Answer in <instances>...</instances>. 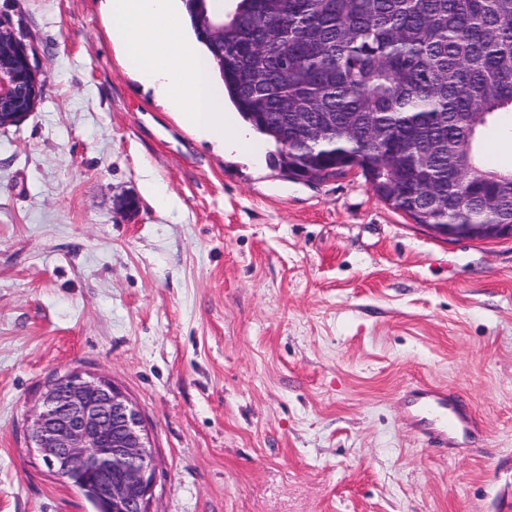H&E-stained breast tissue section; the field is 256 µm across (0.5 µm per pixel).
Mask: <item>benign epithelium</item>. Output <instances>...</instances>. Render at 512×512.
<instances>
[{"instance_id":"obj_1","label":"benign epithelium","mask_w":512,"mask_h":512,"mask_svg":"<svg viewBox=\"0 0 512 512\" xmlns=\"http://www.w3.org/2000/svg\"><path fill=\"white\" fill-rule=\"evenodd\" d=\"M41 83L25 44L0 23V115L15 126ZM446 238H512V224H427ZM28 437L50 474L93 477L91 497L110 512H154L155 451L137 404L110 378L67 371L48 383Z\"/></svg>"}]
</instances>
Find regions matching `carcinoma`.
<instances>
[{
    "instance_id": "obj_1",
    "label": "carcinoma",
    "mask_w": 512,
    "mask_h": 512,
    "mask_svg": "<svg viewBox=\"0 0 512 512\" xmlns=\"http://www.w3.org/2000/svg\"><path fill=\"white\" fill-rule=\"evenodd\" d=\"M208 2L186 0L189 25L243 121L277 146L280 170L328 176L357 162L416 224L444 199L439 224L512 223V165L486 153L488 134L512 133V0H236L222 43L205 20L224 10ZM323 114L335 132L299 147Z\"/></svg>"
}]
</instances>
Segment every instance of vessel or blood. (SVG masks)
Masks as SVG:
<instances>
[{
  "instance_id": "vessel-or-blood-1",
  "label": "vessel or blood",
  "mask_w": 512,
  "mask_h": 512,
  "mask_svg": "<svg viewBox=\"0 0 512 512\" xmlns=\"http://www.w3.org/2000/svg\"><path fill=\"white\" fill-rule=\"evenodd\" d=\"M410 410L428 445L435 448L447 447L457 435L475 426L472 418L462 414L449 401L447 393L436 388L417 392L410 403Z\"/></svg>"
}]
</instances>
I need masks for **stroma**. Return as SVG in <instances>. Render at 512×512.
Instances as JSON below:
<instances>
[{
	"label": "stroma",
	"mask_w": 512,
	"mask_h": 512,
	"mask_svg": "<svg viewBox=\"0 0 512 512\" xmlns=\"http://www.w3.org/2000/svg\"><path fill=\"white\" fill-rule=\"evenodd\" d=\"M0 21L42 81L0 129V512H93L29 448L72 369L138 405L155 512H512V239L432 233L358 169L289 178L260 135L259 163L218 152L142 85L106 0ZM421 385L482 435L427 447Z\"/></svg>",
	"instance_id": "obj_1"
}]
</instances>
